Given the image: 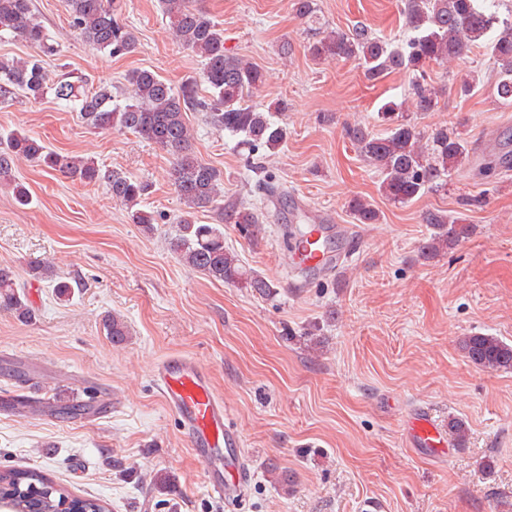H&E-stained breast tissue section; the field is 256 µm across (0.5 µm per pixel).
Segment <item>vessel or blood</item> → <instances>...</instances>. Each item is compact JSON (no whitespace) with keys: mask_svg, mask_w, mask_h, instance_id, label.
Listing matches in <instances>:
<instances>
[{"mask_svg":"<svg viewBox=\"0 0 512 512\" xmlns=\"http://www.w3.org/2000/svg\"><path fill=\"white\" fill-rule=\"evenodd\" d=\"M357 240V227L336 223L331 213L312 212L308 223L295 227L289 239L292 262L309 273L330 274ZM151 377L205 466L209 494L229 504L241 501L250 480L243 435L232 424L209 374L196 359L172 354L156 363ZM405 430L412 446L446 455L448 430L429 410L411 412Z\"/></svg>","mask_w":512,"mask_h":512,"instance_id":"b4317fda","label":"vessel or blood"}]
</instances>
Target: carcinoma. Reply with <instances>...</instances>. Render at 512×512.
<instances>
[{"instance_id": "1", "label": "carcinoma", "mask_w": 512, "mask_h": 512, "mask_svg": "<svg viewBox=\"0 0 512 512\" xmlns=\"http://www.w3.org/2000/svg\"><path fill=\"white\" fill-rule=\"evenodd\" d=\"M70 27L75 36L94 49L117 57L136 48V36L118 14L116 0H66ZM175 39L202 59L199 78L178 90L157 73L137 70L129 75L128 86L112 91L110 85L87 86L72 81L66 73L50 78L41 56L57 49L38 20L33 0H0V35L20 38L39 50L24 60L0 57V105L23 98L37 103L51 94L76 109L94 129H117L167 149L173 156L169 179L190 209L211 208L218 223L198 224L192 216L181 217L167 237L168 250L180 261L211 279L240 285L261 297L276 293L265 277L246 268L237 253L224 246V225L235 224L248 237L260 233L254 203L224 204L223 176L194 154L193 135L185 120L188 111L201 112L213 128L237 139V146L252 159L249 167L259 169V157L274 152L288 138V128L271 119L269 113L245 102L246 96L263 82L255 64L224 52V32L199 6V0H161ZM293 10L310 24L318 23L312 0H293ZM402 14L410 32L399 50L389 47L363 26L346 32L331 30L309 45L315 59L354 60L364 77L377 81L393 72L408 76L411 106L424 114L436 105L438 95L428 82L427 68L456 61L473 48L498 65L495 73L497 96L512 106V3L509 0H401ZM387 132L378 136L359 124L347 126V135L360 156L381 175L380 190L389 200L406 204L430 190H442L472 153L471 142L443 125L428 133L400 115V106L389 101L380 108ZM26 160L58 171L82 183L105 185L112 199L125 205L129 217L146 231L154 230L155 218L139 208L149 185L129 178L124 172L98 165L92 160L50 150L43 140L23 133L0 138V185L12 187L21 205L30 201L26 186L17 181L16 163ZM512 166V154H503L478 168L477 177H488L496 168ZM261 203L280 204L287 191L266 172L259 175ZM349 209L358 224H374L379 212L364 198H354ZM423 223L430 236L419 246L420 256L432 258L451 249L473 232L462 218L440 210H428ZM34 275L47 280L61 301H68L71 284L47 263L35 267ZM0 309L12 311L18 319L30 321L35 309L14 273L0 268ZM112 341L128 336L123 318L109 315L104 321ZM465 358L478 368L512 371V344L496 336L474 333L459 342ZM87 404L68 400L54 406L55 414L71 418L87 414ZM448 431L459 448L465 446L468 428L461 418L448 421ZM73 500L61 487L35 469H0V501L12 512H60V503Z\"/></svg>"}]
</instances>
